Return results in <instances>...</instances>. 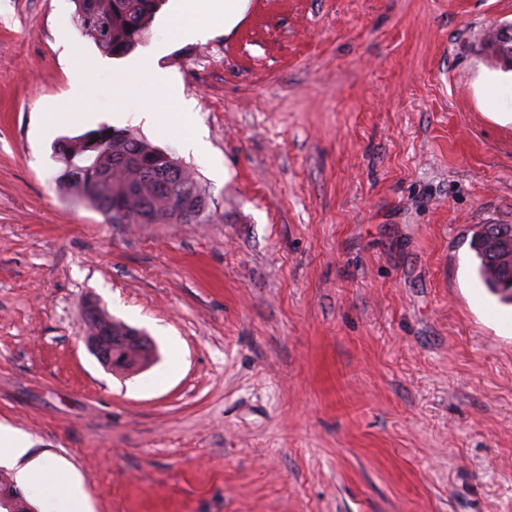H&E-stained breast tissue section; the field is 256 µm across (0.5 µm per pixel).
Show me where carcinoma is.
<instances>
[{
	"mask_svg": "<svg viewBox=\"0 0 512 512\" xmlns=\"http://www.w3.org/2000/svg\"><path fill=\"white\" fill-rule=\"evenodd\" d=\"M77 29L104 55L123 56L145 44L150 24L162 0H73ZM66 148L53 150L61 171L56 186L80 199L108 220L112 205L126 210V223H137L143 206L158 224H180L178 203L192 201L193 223L210 221V202L196 177L172 154L133 134L121 135L100 126L76 137H66ZM512 238V224H483L473 233L470 248L478 261L476 274L492 294L512 304V267L502 265L486 245L485 236Z\"/></svg>",
	"mask_w": 512,
	"mask_h": 512,
	"instance_id": "carcinoma-1",
	"label": "carcinoma"
}]
</instances>
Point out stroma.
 Here are the masks:
<instances>
[{
    "label": "stroma",
    "mask_w": 512,
    "mask_h": 512,
    "mask_svg": "<svg viewBox=\"0 0 512 512\" xmlns=\"http://www.w3.org/2000/svg\"><path fill=\"white\" fill-rule=\"evenodd\" d=\"M159 79L61 0H0V424L64 460L92 512H512V306L476 226L512 224V0H247ZM139 138L210 195L207 224H112L55 186L49 108ZM190 114H183V105ZM202 130L208 157L183 140ZM143 331L132 372L87 305ZM164 45L161 43L155 44L145 55L138 58H133L128 61L125 71L122 74L113 75L112 81L123 83L125 79L135 74H144L150 71V63L153 57H158L163 51ZM488 234L512 238V224H483L473 233L470 242L478 261L476 274L480 282L502 302L512 304V292L504 287L505 282L512 281V267L503 266L497 254L487 247L485 236ZM510 283H507L509 287Z\"/></svg>",
    "instance_id": "stroma-1"
}]
</instances>
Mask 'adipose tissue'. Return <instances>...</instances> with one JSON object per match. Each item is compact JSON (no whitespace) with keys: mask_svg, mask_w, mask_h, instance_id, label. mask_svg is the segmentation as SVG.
<instances>
[{"mask_svg":"<svg viewBox=\"0 0 512 512\" xmlns=\"http://www.w3.org/2000/svg\"><path fill=\"white\" fill-rule=\"evenodd\" d=\"M245 0H182L180 18L171 20L174 33L199 38L208 31L206 21L214 14L232 21ZM27 434L0 424V461L19 463L18 483L36 501L39 512H88L87 497L79 477L63 462L29 457Z\"/></svg>","mask_w":512,"mask_h":512,"instance_id":"adipose-tissue-1","label":"adipose tissue"}]
</instances>
